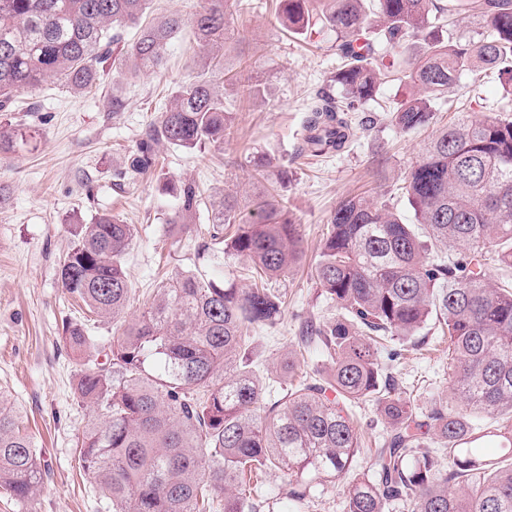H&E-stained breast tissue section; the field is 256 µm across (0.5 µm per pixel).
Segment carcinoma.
<instances>
[{
  "label": "carcinoma",
  "instance_id": "carcinoma-1",
  "mask_svg": "<svg viewBox=\"0 0 512 512\" xmlns=\"http://www.w3.org/2000/svg\"><path fill=\"white\" fill-rule=\"evenodd\" d=\"M151 2L0 0V112L11 111L19 90L57 83L90 90L109 59L120 72H158L189 26L200 71L169 93L115 178L153 174L164 147L222 149L235 113L214 77L227 70L229 30L243 0H204L190 19L152 18ZM374 2L372 20L365 0H280L290 34L335 33L342 61L333 76L342 96L320 92L308 107L304 149L314 156L348 147L349 114L363 111L394 75L412 87L390 112L403 133L434 125V100L466 71L498 70L512 82V0ZM459 13L481 19L485 31L449 44L439 32ZM24 137L0 125V153ZM251 163L260 190L248 213L222 194L208 226L193 227L201 197L194 182L161 184L177 200L167 223L214 241L224 225H237L220 240L248 261L244 284L177 270L128 320L124 257L133 225L107 212L73 225L59 261L61 288L88 316L117 324L112 358L82 364L74 387L92 410L78 437L79 464L105 508L257 512L265 495L249 494L246 477L278 470L298 503L347 481L344 512H512V121L465 116L432 134L399 187L412 224L384 201L338 203L313 271L336 316L306 320L299 331L301 346L315 345L329 368L297 378L291 359L275 394L256 369L251 333L280 320L285 292L273 284L300 261L303 239L281 195L288 171L272 180L267 158ZM431 320L448 336L456 404L436 403L422 421L377 344L411 339ZM62 340L80 361L92 337L87 324L69 318ZM366 401L386 428L374 476L353 472L361 448L354 409ZM485 418L501 427L488 428ZM489 442L510 463L486 457ZM45 475L0 391V487L29 502Z\"/></svg>",
  "mask_w": 512,
  "mask_h": 512
}]
</instances>
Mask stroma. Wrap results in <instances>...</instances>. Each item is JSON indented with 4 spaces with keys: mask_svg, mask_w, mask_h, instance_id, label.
<instances>
[{
    "mask_svg": "<svg viewBox=\"0 0 512 512\" xmlns=\"http://www.w3.org/2000/svg\"><path fill=\"white\" fill-rule=\"evenodd\" d=\"M232 42L242 53V85L265 90L261 102L228 94L235 123L220 151L169 148L162 169L124 187L112 173L144 129L160 117L163 97L194 70L191 35L168 50L162 71L115 77L111 63L100 67L97 86L77 94L55 84L16 94L18 109L0 112V124L26 131L28 142L0 155V390L20 411L21 424L42 451L48 476L40 495L21 504L0 492V512H105L95 488L79 468L76 438L90 410L74 395L79 369L64 346L61 324L74 315L60 286L58 261L72 243L73 221L90 222L109 211L135 225L137 234L124 263L131 288L128 316H136L165 272L191 271L211 278L237 279L242 258L193 234H176L166 222L174 197L159 189L166 179L199 183L203 197L256 187L250 161L263 155L288 168V207L300 226L304 255L281 288L288 305L279 323L257 331L253 345L261 375L276 371L295 342L302 321L335 317V306L319 297L311 266L322 234L338 203L348 197L379 195L406 219L414 213L398 190L417 160L430 130L404 133L388 109L409 92L407 82L381 85L368 103L370 126L355 125L349 147L323 157L297 155L306 134V102L316 92L340 96L332 81L340 66L330 35L297 38L277 18V0H248L235 20ZM508 83L498 71L464 73L438 100L437 121L456 119L468 109L472 119L502 117ZM120 89L125 109L112 111V91ZM422 346L405 353L393 373L422 412L447 400L448 342L435 323L420 332ZM264 489L271 512H344L345 484L336 482L302 506L291 501L279 471L267 473Z\"/></svg>",
    "mask_w": 512,
    "mask_h": 512,
    "instance_id": "1",
    "label": "stroma"
}]
</instances>
